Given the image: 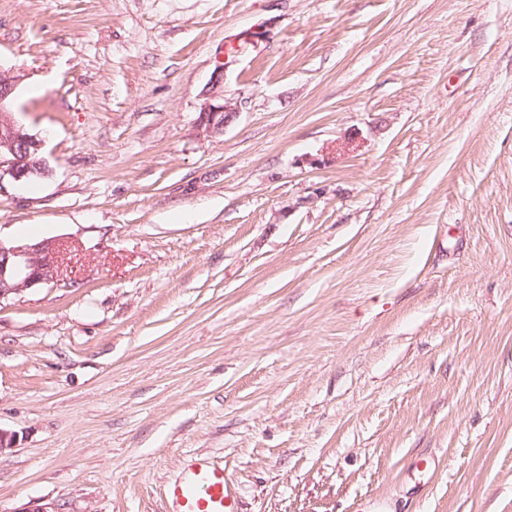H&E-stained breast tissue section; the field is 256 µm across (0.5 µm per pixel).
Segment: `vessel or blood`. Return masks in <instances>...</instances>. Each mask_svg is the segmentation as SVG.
Returning <instances> with one entry per match:
<instances>
[{
  "instance_id": "1",
  "label": "vessel or blood",
  "mask_w": 512,
  "mask_h": 512,
  "mask_svg": "<svg viewBox=\"0 0 512 512\" xmlns=\"http://www.w3.org/2000/svg\"><path fill=\"white\" fill-rule=\"evenodd\" d=\"M177 512H238L233 486L223 468L197 463L183 480L168 488Z\"/></svg>"
}]
</instances>
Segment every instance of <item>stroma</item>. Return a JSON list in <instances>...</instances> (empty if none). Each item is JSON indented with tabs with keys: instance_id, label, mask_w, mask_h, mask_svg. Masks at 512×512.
Listing matches in <instances>:
<instances>
[{
	"instance_id": "35a3bbf8",
	"label": "stroma",
	"mask_w": 512,
	"mask_h": 512,
	"mask_svg": "<svg viewBox=\"0 0 512 512\" xmlns=\"http://www.w3.org/2000/svg\"><path fill=\"white\" fill-rule=\"evenodd\" d=\"M223 133L197 118L227 49ZM48 176L0 239V512H512V0H0ZM63 243L59 239L6 243L0 239V304L60 281ZM176 512H238L233 486L224 468L195 463L183 480L168 487Z\"/></svg>"
}]
</instances>
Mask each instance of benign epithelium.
Masks as SVG:
<instances>
[{
    "label": "benign epithelium",
    "instance_id": "7a95c632",
    "mask_svg": "<svg viewBox=\"0 0 512 512\" xmlns=\"http://www.w3.org/2000/svg\"><path fill=\"white\" fill-rule=\"evenodd\" d=\"M15 81L0 75V182L8 178L23 182L31 176L45 177L49 169L41 155L42 140L30 133L13 112ZM239 112L231 98L209 96L201 104L198 130L210 137ZM63 243L58 239L6 243L0 240V304L60 281Z\"/></svg>",
    "mask_w": 512,
    "mask_h": 512
}]
</instances>
